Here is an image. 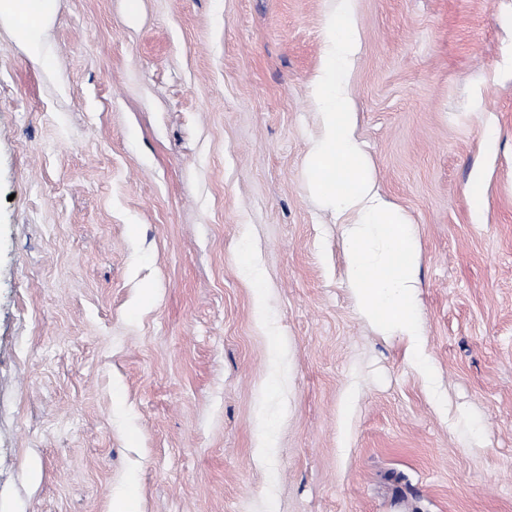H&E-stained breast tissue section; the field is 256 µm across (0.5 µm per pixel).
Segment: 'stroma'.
<instances>
[{"label": "stroma", "mask_w": 512, "mask_h": 512, "mask_svg": "<svg viewBox=\"0 0 512 512\" xmlns=\"http://www.w3.org/2000/svg\"><path fill=\"white\" fill-rule=\"evenodd\" d=\"M335 6L57 0L46 66L0 25V512H111L132 478L140 512H512V0H355L358 137L418 237L444 416L308 189ZM240 270L253 282L254 287L256 288V314L259 318H262L265 290L262 272L247 253H244L241 256ZM459 442L465 448H478L485 442L486 432L483 426L466 412H460L453 421Z\"/></svg>", "instance_id": "1"}]
</instances>
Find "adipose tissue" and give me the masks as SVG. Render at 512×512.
<instances>
[{"mask_svg":"<svg viewBox=\"0 0 512 512\" xmlns=\"http://www.w3.org/2000/svg\"><path fill=\"white\" fill-rule=\"evenodd\" d=\"M355 0H336L316 79L319 134L307 151L310 192L333 210L340 229L346 283L357 315L398 341L403 356L429 391L437 377L425 337L420 299V248L411 224L382 193L362 150L348 77L360 54ZM56 0H0V20L33 55Z\"/></svg>","mask_w":512,"mask_h":512,"instance_id":"adipose-tissue-1","label":"adipose tissue"}]
</instances>
